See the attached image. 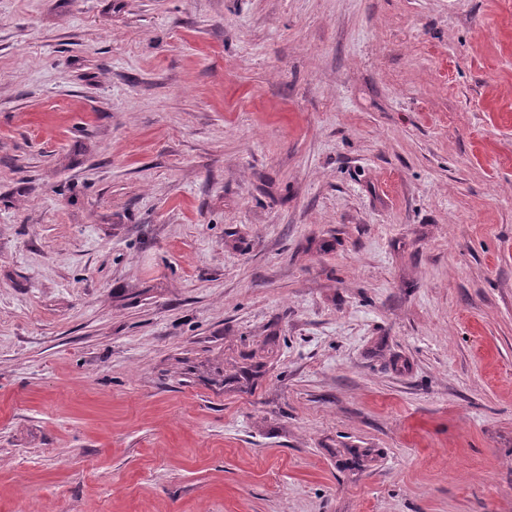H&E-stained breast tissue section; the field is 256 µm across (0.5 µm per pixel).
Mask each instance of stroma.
Masks as SVG:
<instances>
[{
	"instance_id": "1",
	"label": "stroma",
	"mask_w": 512,
	"mask_h": 512,
	"mask_svg": "<svg viewBox=\"0 0 512 512\" xmlns=\"http://www.w3.org/2000/svg\"><path fill=\"white\" fill-rule=\"evenodd\" d=\"M0 512H512V0H0Z\"/></svg>"
}]
</instances>
